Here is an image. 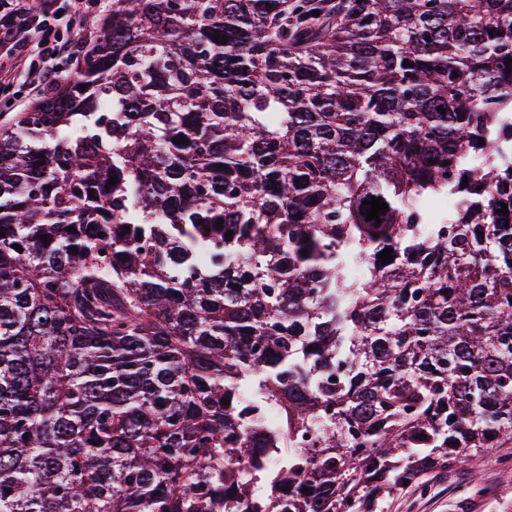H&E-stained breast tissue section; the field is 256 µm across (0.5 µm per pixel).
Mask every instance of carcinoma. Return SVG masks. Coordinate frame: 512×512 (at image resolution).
<instances>
[{"instance_id": "obj_1", "label": "carcinoma", "mask_w": 512, "mask_h": 512, "mask_svg": "<svg viewBox=\"0 0 512 512\" xmlns=\"http://www.w3.org/2000/svg\"><path fill=\"white\" fill-rule=\"evenodd\" d=\"M509 58L512 0H112L0 113V512H382L511 448L512 181L477 156Z\"/></svg>"}]
</instances>
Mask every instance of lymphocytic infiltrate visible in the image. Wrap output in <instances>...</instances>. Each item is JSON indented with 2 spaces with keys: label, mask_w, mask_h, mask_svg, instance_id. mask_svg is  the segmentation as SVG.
Listing matches in <instances>:
<instances>
[{
  "label": "lymphocytic infiltrate",
  "mask_w": 512,
  "mask_h": 512,
  "mask_svg": "<svg viewBox=\"0 0 512 512\" xmlns=\"http://www.w3.org/2000/svg\"><path fill=\"white\" fill-rule=\"evenodd\" d=\"M103 0H0V101L18 90L39 96L60 85L84 48L81 35L61 36L59 24L93 29Z\"/></svg>",
  "instance_id": "1"
}]
</instances>
